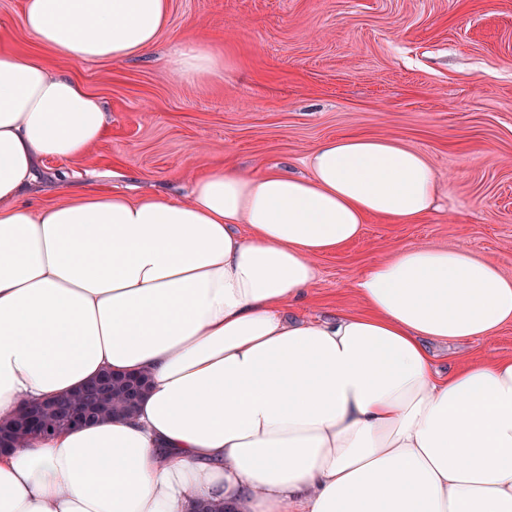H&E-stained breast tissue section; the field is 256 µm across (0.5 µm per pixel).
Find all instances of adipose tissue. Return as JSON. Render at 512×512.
Masks as SVG:
<instances>
[{
  "instance_id": "ef3b65f1",
  "label": "adipose tissue",
  "mask_w": 512,
  "mask_h": 512,
  "mask_svg": "<svg viewBox=\"0 0 512 512\" xmlns=\"http://www.w3.org/2000/svg\"><path fill=\"white\" fill-rule=\"evenodd\" d=\"M168 13L169 0H24L21 24L72 61L115 62L150 52ZM171 65L220 69L196 42ZM107 124L83 84L0 50V421L105 371L151 379L133 418L0 452V512H512V357L443 373L428 348L512 324L497 265L406 246L355 282L363 313L282 315L368 218L431 212L424 154L344 136L302 174L214 164L184 201L24 200L38 163L88 159Z\"/></svg>"
}]
</instances>
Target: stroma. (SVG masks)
<instances>
[{
	"label": "stroma",
	"instance_id": "stroma-1",
	"mask_svg": "<svg viewBox=\"0 0 512 512\" xmlns=\"http://www.w3.org/2000/svg\"><path fill=\"white\" fill-rule=\"evenodd\" d=\"M21 9L0 0V49L78 79L108 114L88 160L40 165L32 203L61 201L66 183L184 200L217 161L300 174L323 140L385 137L427 156L439 209L416 224L369 219L361 239L317 259L289 316L362 312L355 280L404 245L466 247L512 276V0H170L156 51L106 63L41 48ZM187 40L222 60L219 76L170 69ZM499 356H512V326L440 350L439 361Z\"/></svg>",
	"mask_w": 512,
	"mask_h": 512
}]
</instances>
